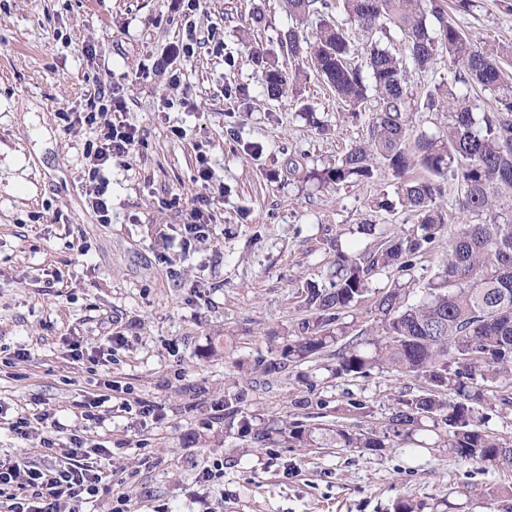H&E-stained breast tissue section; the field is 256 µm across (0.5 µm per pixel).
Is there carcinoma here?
Listing matches in <instances>:
<instances>
[{
  "label": "carcinoma",
  "mask_w": 512,
  "mask_h": 512,
  "mask_svg": "<svg viewBox=\"0 0 512 512\" xmlns=\"http://www.w3.org/2000/svg\"><path fill=\"white\" fill-rule=\"evenodd\" d=\"M348 20L368 37L365 62L355 61L348 33L329 15V0H286L293 24L279 47L295 62L304 57L340 99L359 116L369 110L368 139L351 145L321 170L304 179L321 187L369 179L382 168L397 180L398 203L385 195L374 208L391 212L395 205L411 212L416 224L389 233L366 220L356 234L367 241L358 249L336 235L334 259L324 283L308 280L301 296L308 317L296 336H271L276 355L260 358L254 370L277 378L290 366L324 358L320 368L337 378L363 376L372 370L396 372L419 380L418 390L396 399L385 429H364L358 420L371 416L373 405L349 403V425H307L272 419L259 424L241 414V398L224 395L228 426L249 438L254 448L281 440L289 448L331 442L338 448L380 452L392 438L423 445L418 431L435 434L434 447L448 449L461 462L490 463L512 470V443L481 427L476 405L499 377L512 373V44H481L449 19L435 0H336ZM407 45L414 69L424 73L448 58V78L422 95L409 85L402 60L384 45L391 33ZM264 94L278 100L294 91L297 73H288L258 47ZM501 91L490 112H475L468 91ZM376 102L374 108L369 103ZM431 114L434 128L418 133L410 117ZM419 168L420 177L408 173ZM457 185L455 207L463 215L448 253L426 282L415 276L418 261L447 229L445 184ZM398 278L375 287L382 275ZM421 285V296L408 297ZM383 332L364 338V315ZM455 400L447 399L449 394ZM449 512L452 504L401 503L397 512Z\"/></svg>",
  "instance_id": "carcinoma-1"
}]
</instances>
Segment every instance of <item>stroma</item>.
I'll use <instances>...</instances> for the list:
<instances>
[{"mask_svg": "<svg viewBox=\"0 0 512 512\" xmlns=\"http://www.w3.org/2000/svg\"><path fill=\"white\" fill-rule=\"evenodd\" d=\"M474 39L512 43V10L502 0H441ZM262 14L254 27L253 14ZM291 20L284 0H200L183 18L177 0H0V407L35 408L66 439L81 424L77 404L110 394L111 413L89 429L88 445L111 448L100 461L112 489L134 512H396L402 502L445 498L453 512H503L512 471L455 461L443 448L411 443L379 453L342 448H250L214 408L225 386L245 396V413L307 424L342 421V408L374 407L364 427L387 422L400 392L416 382L371 371L334 378L304 363L280 382L246 376L240 365L268 354L271 334L295 335L306 318L301 282L333 259L337 231L363 220L396 232L412 227L402 209L375 212L393 193L387 173L321 188L305 172L335 162L365 140L367 117L345 116L317 79L296 97L263 93L253 45L275 48ZM200 42L177 55L187 28ZM182 74L179 85L158 61ZM123 97L127 123L144 136L110 173L112 221L99 223L83 189L93 135L60 115L81 112L95 90ZM313 104L327 126L315 131L298 111ZM214 189L197 182L200 158ZM208 197L212 236L190 249L169 240L179 211L165 199ZM87 254H80L78 245ZM122 332L123 340L108 337ZM230 336L229 358L205 357L211 337ZM85 357L73 359L72 345ZM512 376L478 408L483 428L512 442ZM160 406L156 417L121 400ZM305 408H296L299 400ZM40 437L18 439L0 424V458L22 455ZM223 460L207 489L199 475Z\"/></svg>", "mask_w": 512, "mask_h": 512, "instance_id": "obj_1", "label": "stroma"}]
</instances>
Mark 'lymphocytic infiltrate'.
I'll list each match as a JSON object with an SVG mask.
<instances>
[{
    "instance_id": "f902f5d3",
    "label": "lymphocytic infiltrate",
    "mask_w": 512,
    "mask_h": 512,
    "mask_svg": "<svg viewBox=\"0 0 512 512\" xmlns=\"http://www.w3.org/2000/svg\"><path fill=\"white\" fill-rule=\"evenodd\" d=\"M122 109L120 100L100 92L89 98L86 111L62 115L68 125H85L95 132L94 144L86 152L85 189L105 224L111 211L106 171L130 158L142 142L136 127L113 122V113ZM105 453L104 447H87L84 437L74 433L61 443L41 439L37 460L0 461V512H84L87 504L107 493L112 496L110 512H130L128 496L112 494L98 469Z\"/></svg>"
}]
</instances>
